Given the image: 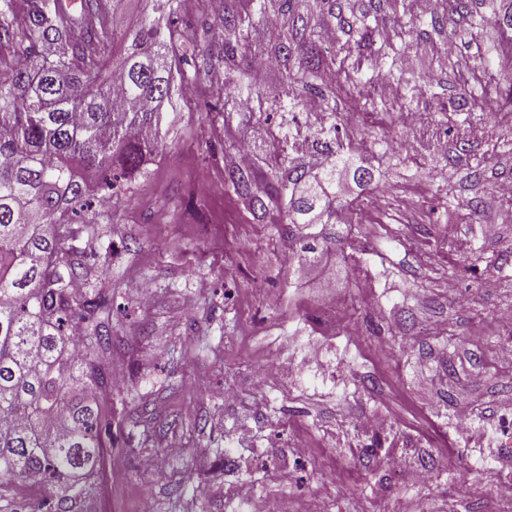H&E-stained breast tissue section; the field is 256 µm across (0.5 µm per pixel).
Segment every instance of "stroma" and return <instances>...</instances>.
Wrapping results in <instances>:
<instances>
[{"mask_svg": "<svg viewBox=\"0 0 512 512\" xmlns=\"http://www.w3.org/2000/svg\"><path fill=\"white\" fill-rule=\"evenodd\" d=\"M458 46L445 68L424 44L406 54L448 87L478 53L469 39ZM223 80L220 67L201 74L162 113L163 150L111 205L95 246L99 272L83 290L112 299L110 362L123 385L112 392V446L87 480L86 512H249L243 486L281 512L322 491L328 512H496L512 460L485 457L455 411L468 407L489 426L512 405V367L496 357V316L512 309V204L495 193L512 177V118L468 134L502 111L501 96L461 112L424 98L413 109L426 120L408 131L393 112L339 113L344 144L363 149L375 178L338 181L341 199L363 208L359 222L337 225L336 276L322 288L290 274L277 208L253 212L227 180L244 138L262 187L279 118L225 104L213 94ZM404 131L419 147L389 167L377 144ZM484 224L499 225L500 237L483 238ZM133 280L150 285V306L129 296ZM372 296L383 328L363 334ZM311 350L325 369L303 365ZM288 361L296 375L285 380L278 367ZM262 364L259 390L251 378ZM431 377L438 383L425 389ZM369 414L408 441L403 470L388 468L387 448L349 447ZM298 439L309 455L295 454ZM423 467L432 478L420 484L412 475Z\"/></svg>", "mask_w": 512, "mask_h": 512, "instance_id": "35a3bbf8", "label": "stroma"}]
</instances>
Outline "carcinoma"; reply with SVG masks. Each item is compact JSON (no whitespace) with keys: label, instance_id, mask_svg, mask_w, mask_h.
Listing matches in <instances>:
<instances>
[{"label":"carcinoma","instance_id":"cac0c4a2","mask_svg":"<svg viewBox=\"0 0 512 512\" xmlns=\"http://www.w3.org/2000/svg\"><path fill=\"white\" fill-rule=\"evenodd\" d=\"M183 0H153L152 20L121 31L87 23L100 14L104 0H81V18L72 16L63 0H30L17 14L14 0H0V41L14 45L24 63L0 79V484L27 488L52 485L55 495L47 512H86L85 475L101 468L112 415L111 382L104 367L109 334L98 321L104 295L91 302L72 291L96 267L72 258L62 232L69 215L81 216L88 239L98 236L105 212L87 202L91 184L81 172L105 176L101 188L118 194L130 189V176L146 173L145 157L162 143L153 119L171 102L176 86L192 79L175 53L186 33L169 19L181 12ZM271 0H232L224 8V41L216 53L202 57L205 72L224 62L225 103L244 96L263 102L256 71L245 63L261 45L257 24L267 17ZM278 14L288 18L271 47L282 65L283 85L267 109L279 116L281 140L263 190L253 191L245 171L231 169L237 191L264 213L275 203L283 211L288 235L297 246L289 263L295 273L310 272L318 261L313 234L294 235L312 224H334L342 208L336 196V172L370 182L373 170L355 164L344 151L336 122V90L322 86L325 69L336 64L324 47L334 36L345 57L370 51L404 82L399 108L372 91L373 76L361 67L343 89L346 111L410 110L419 93L417 82L403 81L401 45L406 38L431 35L453 41L478 37L486 15L502 27L500 36L478 46L480 68L496 85L505 72L506 50L512 51V14L503 17V0H484L486 11L475 15L469 0H449L442 12L415 17L400 30L397 42L378 44L369 18L383 0H367L360 13L345 12L350 0H317L323 25L311 23L299 0H276ZM478 79L462 78L457 103L482 98ZM327 112L328 127L309 129L311 147L323 157L311 172L289 151L298 114Z\"/></svg>","mask_w":512,"mask_h":512}]
</instances>
